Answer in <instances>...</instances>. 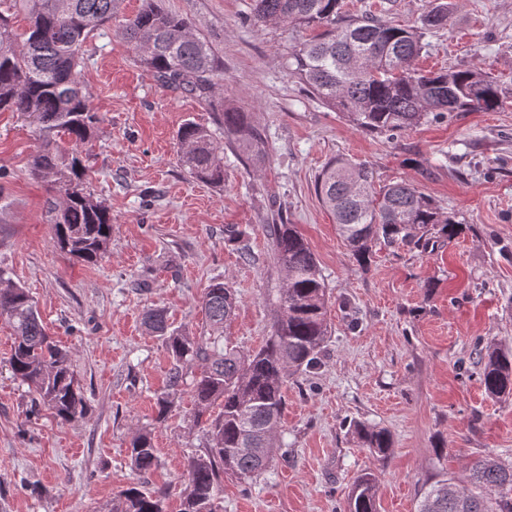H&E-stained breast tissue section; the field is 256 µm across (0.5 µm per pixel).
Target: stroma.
<instances>
[{
    "label": "stroma",
    "mask_w": 512,
    "mask_h": 512,
    "mask_svg": "<svg viewBox=\"0 0 512 512\" xmlns=\"http://www.w3.org/2000/svg\"><path fill=\"white\" fill-rule=\"evenodd\" d=\"M251 0H163L212 47L220 69L207 95L158 82L122 33L141 0H120L85 46L81 87L99 117L83 146L88 189L112 214L95 264L54 245L56 193L29 173L38 131L0 112V268L34 299L70 357L84 413L69 421L35 406L8 367L13 329L0 318V512H111L130 486L167 494L178 512L189 457L206 441L181 394L165 421L156 395L169 358L142 322L164 310L173 327L208 335L202 296L213 280L237 295L223 343L243 353L271 334L283 274L267 232L292 224L315 253L330 295L321 364L290 377L278 439L287 460L251 485L223 477L220 512H344L357 477L374 473L379 512H416L423 492L467 463L512 464V397L488 398L478 348H512V0H447L448 19L417 61L423 70L480 65L501 83L502 108L455 112L394 138L361 132L289 75L301 29L258 27ZM246 113L267 151L262 166L218 129ZM188 121L216 129L224 183L193 178L176 134ZM344 158L379 184L407 181L458 222L424 252L375 247L360 266L317 195L319 173ZM244 231L227 242L225 228ZM390 432L379 457L353 423ZM150 429L160 466L136 471L127 448Z\"/></svg>",
    "instance_id": "stroma-1"
}]
</instances>
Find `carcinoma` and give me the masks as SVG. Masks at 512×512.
<instances>
[{"mask_svg":"<svg viewBox=\"0 0 512 512\" xmlns=\"http://www.w3.org/2000/svg\"><path fill=\"white\" fill-rule=\"evenodd\" d=\"M24 13L28 29L14 32L0 11V112H20L39 131L30 172L62 199L53 218L54 242L87 264L108 251L112 237L109 209L84 192L87 167L80 146L94 133L97 114L82 93V46L94 30L117 12L118 0H8ZM448 5L424 14L421 26H401L380 14H342L341 0H252V17L261 24L285 23L316 35L288 56V72L356 128L394 136L454 112H494L501 104L499 84L477 64L424 72L415 61L424 38L443 26ZM122 34L140 52V62L162 83L203 95L218 71L207 41L192 34L188 21L158 0L122 25ZM224 128L255 165L266 150L244 113L224 112ZM67 137L71 147L60 145ZM180 158L196 179L224 183L223 147L212 131L187 122L177 133ZM317 194L336 220L352 256L368 265L379 243L425 251L437 236L455 235L456 225L413 185L400 182L378 189L364 165L339 159L319 175ZM273 255L284 273L276 297L278 314L271 335L258 350L241 354L220 344L224 323L237 308L234 292L210 284L202 304L210 336H190L173 329L165 313L148 309L143 324L162 337L171 367L166 390L157 397V420L168 416L174 399L187 391L203 423L205 454L188 462L187 486L180 512H217L221 477L230 472L250 484L268 467L290 376L321 364L328 336L327 288L316 256L293 224L267 225ZM0 317L11 324L9 357L13 375L26 383L35 401L64 421L81 414L67 350L49 336L26 289L3 284L0 270ZM480 382L491 398L512 395V350H480ZM197 373L188 375L192 366ZM217 414H209L214 404ZM362 445L384 457L392 446L382 428L353 424ZM133 467L155 470L159 456L151 432L141 429L128 448ZM465 480L453 476L431 485L417 512H512V466L493 458L467 468ZM378 486L371 472L354 482L345 512H378ZM161 490L129 487L118 495L112 512H165Z\"/></svg>","mask_w":512,"mask_h":512,"instance_id":"1","label":"carcinoma"}]
</instances>
